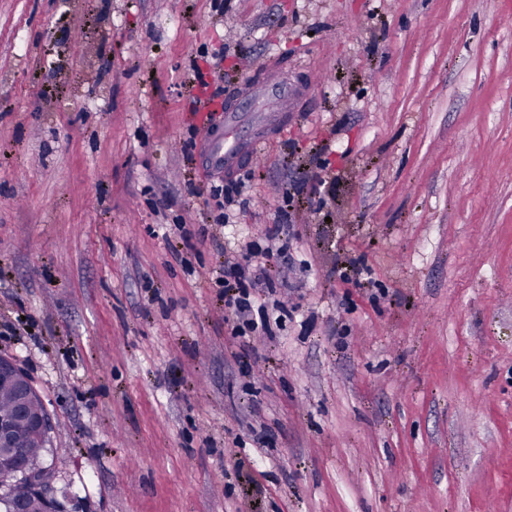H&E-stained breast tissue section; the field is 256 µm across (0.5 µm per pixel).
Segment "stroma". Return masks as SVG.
<instances>
[{"label":"stroma","instance_id":"obj_1","mask_svg":"<svg viewBox=\"0 0 512 512\" xmlns=\"http://www.w3.org/2000/svg\"><path fill=\"white\" fill-rule=\"evenodd\" d=\"M199 70L288 87L235 224ZM275 226L246 341L215 280ZM0 354L65 512H512V0H0ZM252 173L245 171L233 179L216 181L210 184L209 194L212 199L223 198L224 202L219 201L218 207L220 212L215 216L214 221L218 224H229L230 215L226 212V208H231L238 204V209L241 211L245 206L244 199H239L243 188L246 187V182L251 181ZM224 209V211H223ZM2 382L22 386L27 399L33 400L39 395L26 372L12 358L0 355V385ZM36 408L45 411L39 398L36 399Z\"/></svg>","mask_w":512,"mask_h":512}]
</instances>
